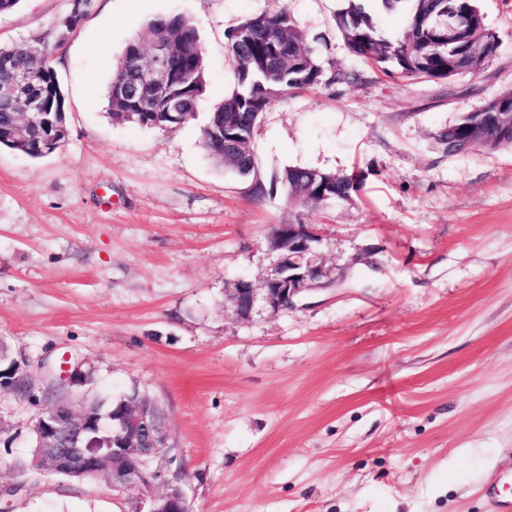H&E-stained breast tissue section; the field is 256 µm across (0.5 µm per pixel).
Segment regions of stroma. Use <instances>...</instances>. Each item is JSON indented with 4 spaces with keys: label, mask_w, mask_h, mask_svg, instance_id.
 <instances>
[{
    "label": "stroma",
    "mask_w": 512,
    "mask_h": 512,
    "mask_svg": "<svg viewBox=\"0 0 512 512\" xmlns=\"http://www.w3.org/2000/svg\"><path fill=\"white\" fill-rule=\"evenodd\" d=\"M74 0H19L0 46L48 38ZM347 0H88L50 61L67 136L40 158L0 148V344L34 380L62 359L95 395L130 387L165 412L191 512H493L512 473V148L449 154L439 133L512 89V0H480L498 37L480 73L388 77L336 27ZM288 11L345 81L275 100L254 177L200 145L235 83L226 35ZM182 15L205 52L193 120L112 122L128 42ZM356 171L360 194L304 209L275 175ZM269 185L251 194L254 180ZM275 224H304L333 288L239 315ZM41 394L0 393V512H135L139 485L37 476L24 461Z\"/></svg>",
    "instance_id": "stroma-1"
}]
</instances>
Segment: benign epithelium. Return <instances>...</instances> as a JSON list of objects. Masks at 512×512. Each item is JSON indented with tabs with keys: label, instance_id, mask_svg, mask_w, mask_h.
Listing matches in <instances>:
<instances>
[{
	"label": "benign epithelium",
	"instance_id": "obj_1",
	"mask_svg": "<svg viewBox=\"0 0 512 512\" xmlns=\"http://www.w3.org/2000/svg\"><path fill=\"white\" fill-rule=\"evenodd\" d=\"M495 54V40L475 43L469 50L471 64L469 71L478 73L485 62ZM171 48L164 43L150 41L129 54L134 79L124 82L118 88L120 99L133 104L141 112L180 111L181 98L174 90V77L170 66ZM40 49L30 45L25 50L23 61L3 65L0 73V97L19 110L20 122L12 129L0 133L1 140L22 143L29 138L31 130L40 133V151L55 150L60 134L57 119L47 110L43 94L32 90L31 68L39 61ZM145 86L166 92V98H147L142 94ZM281 232L292 240L295 253L279 257L262 282L256 286L252 281L240 278L229 291L228 301L234 311L245 314L259 301L274 311L287 310L296 306L304 294L324 290L333 285L323 279V271L311 257L313 238L305 224H278ZM86 384V371L67 362L61 365L60 373H49L46 393L56 390L66 396L44 402L42 411L32 425L35 439L34 463L38 471L49 474H70L81 478L100 477L119 488L135 480L129 464L142 461L144 466L139 482L147 512H190L188 502L179 484L167 482L166 490L154 493L156 479L162 469L171 464L173 457L168 444L167 422L156 413V404L138 389L126 395L124 410L119 424L112 430V455L89 457L83 449V435L99 424L101 415L85 407L75 408L71 402L72 388ZM0 391L29 396L32 380L26 369V362L14 360L3 369L0 367Z\"/></svg>",
	"mask_w": 512,
	"mask_h": 512
}]
</instances>
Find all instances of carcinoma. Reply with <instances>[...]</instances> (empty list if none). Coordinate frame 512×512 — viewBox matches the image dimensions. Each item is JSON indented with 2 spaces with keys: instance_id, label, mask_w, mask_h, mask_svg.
<instances>
[{
  "instance_id": "cac0c4a2",
  "label": "carcinoma",
  "mask_w": 512,
  "mask_h": 512,
  "mask_svg": "<svg viewBox=\"0 0 512 512\" xmlns=\"http://www.w3.org/2000/svg\"><path fill=\"white\" fill-rule=\"evenodd\" d=\"M412 6L402 35L390 40L378 33L372 15L359 4L351 3L338 12L336 25L349 51L373 64L387 75L451 79L457 58L465 55L456 39L448 38V26H464L467 37L474 41L485 36L486 24L478 0H411ZM145 36L175 44L176 72L184 98L195 103L205 89V57L196 29L183 16L151 19ZM227 50L236 64L237 85L224 101L210 113L201 134V146L217 163L250 175L256 166L251 143L261 115L277 99L324 81H344L350 75L335 72L326 77L325 68L308 45L304 32L286 11L274 15L260 14L244 19L227 34ZM41 58L33 71V85L46 91L53 105L59 107L58 121L63 123L60 139L67 128L64 95L50 64L48 45L38 40ZM129 51L112 72L108 89V111L112 121L138 126L173 129L195 116L190 110L178 121L162 112H135L117 101L111 89L128 72ZM448 141V152L472 141L493 152L512 146V138L500 134L496 126L480 120L475 111L441 133ZM288 201L304 197L317 203L328 195L348 200L360 193L363 178L359 174L336 175L299 167H288L276 177Z\"/></svg>"
}]
</instances>
